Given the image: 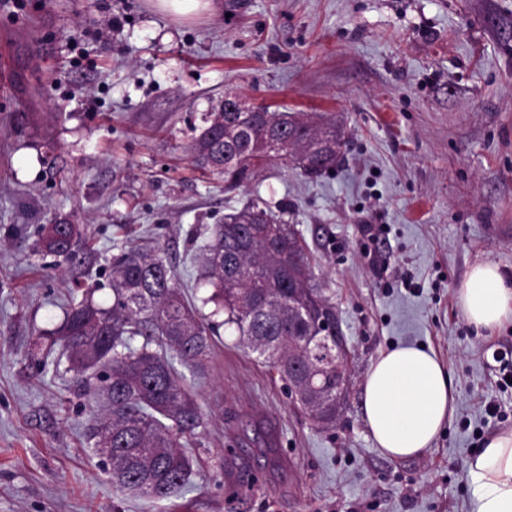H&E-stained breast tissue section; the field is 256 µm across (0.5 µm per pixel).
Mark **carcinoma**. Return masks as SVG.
<instances>
[{"instance_id": "carcinoma-1", "label": "carcinoma", "mask_w": 512, "mask_h": 512, "mask_svg": "<svg viewBox=\"0 0 512 512\" xmlns=\"http://www.w3.org/2000/svg\"><path fill=\"white\" fill-rule=\"evenodd\" d=\"M284 128L285 141L303 155L296 165L308 177L335 167L345 144L336 119H304L265 107L241 121L224 114V126L206 127L190 151L203 168L224 177V191L252 184L263 166L249 160L256 129ZM284 206L260 196L224 215L211 240L195 251L200 280L210 287L197 297L198 284L181 288L175 267L159 247H131L110 263L112 305L86 289L67 301L61 324L52 332L67 352L66 370L89 396L94 448L112 429L109 475L120 492L160 503L185 486L194 460L183 439L202 425V409L178 378L173 360L205 371L219 327L233 330L246 347L288 379V349L306 351L307 385L327 403L336 425L334 348L301 337L314 336L323 321H336V307L316 281L308 246L295 225L275 211ZM79 224L54 221L37 228L35 251L65 263L63 275L76 281L85 257ZM103 393L107 407L96 397Z\"/></svg>"}]
</instances>
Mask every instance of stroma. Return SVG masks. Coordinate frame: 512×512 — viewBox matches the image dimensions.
<instances>
[{
  "instance_id": "obj_1",
  "label": "stroma",
  "mask_w": 512,
  "mask_h": 512,
  "mask_svg": "<svg viewBox=\"0 0 512 512\" xmlns=\"http://www.w3.org/2000/svg\"><path fill=\"white\" fill-rule=\"evenodd\" d=\"M2 31L0 512H473L476 441L512 428L494 358L512 352V321L476 333L456 292L479 261L512 280V0H213L187 19L155 0H0ZM228 91L343 127L334 170L274 164L254 190L305 237L352 386L320 429L222 333L206 374L181 370L204 416L199 472L157 505L115 491L72 373L42 370L62 348L38 332L75 286L111 304L106 260L121 249L157 243L182 282L196 276L189 233L208 238L248 198L189 151ZM57 218L90 249L76 282L34 251ZM365 224L388 231L373 244ZM400 344L432 351L456 396L410 459L384 455L363 416L366 371ZM493 399L504 419L486 416Z\"/></svg>"
}]
</instances>
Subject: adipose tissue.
I'll use <instances>...</instances> for the list:
<instances>
[{
  "label": "adipose tissue",
  "mask_w": 512,
  "mask_h": 512,
  "mask_svg": "<svg viewBox=\"0 0 512 512\" xmlns=\"http://www.w3.org/2000/svg\"><path fill=\"white\" fill-rule=\"evenodd\" d=\"M467 323L491 332L512 319V285L497 264L475 263L457 290ZM363 411L371 437L387 456L423 455L454 411L452 383L437 358L403 344L382 352L363 381ZM474 512H512V430L484 440L468 464Z\"/></svg>",
  "instance_id": "ef3b65f1"
}]
</instances>
